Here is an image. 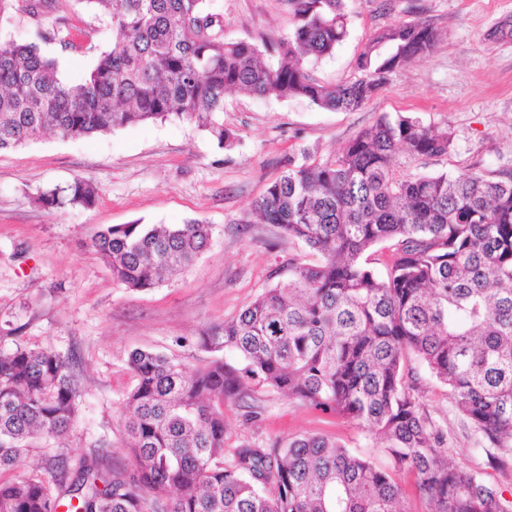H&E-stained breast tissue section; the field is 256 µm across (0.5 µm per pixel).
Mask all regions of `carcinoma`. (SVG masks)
Listing matches in <instances>:
<instances>
[{
    "label": "carcinoma",
    "instance_id": "carcinoma-1",
    "mask_svg": "<svg viewBox=\"0 0 512 512\" xmlns=\"http://www.w3.org/2000/svg\"><path fill=\"white\" fill-rule=\"evenodd\" d=\"M87 2L110 17L113 39L79 83L37 43L0 39V152L47 131L77 140L168 118L229 147L219 120L227 91L355 110L437 39L425 23L386 27L360 55L362 76L329 85L306 63L347 37L345 0H288V36L261 47L225 41L209 0ZM453 147L446 127L385 114L332 161L288 159L253 210L320 262L291 263L286 280L202 330L199 347L215 354L203 367L130 354L128 467L107 464L101 446L76 458L59 448L26 471L32 452L72 431L81 385L70 355L0 351V474L13 473L0 479V512H407L403 473L416 477L428 512H512L501 488L450 461L448 430L426 410L412 366L447 387L491 467L512 469V171L420 174L396 163L401 150L432 158ZM97 198L80 178L40 201L61 209ZM211 237L196 221L121 224L92 247L114 279L149 289L190 266ZM260 392L367 428L388 466L317 435L224 447V403L253 401L257 421Z\"/></svg>",
    "mask_w": 512,
    "mask_h": 512
}]
</instances>
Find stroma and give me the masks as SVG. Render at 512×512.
I'll return each mask as SVG.
<instances>
[{
	"label": "stroma",
	"mask_w": 512,
	"mask_h": 512,
	"mask_svg": "<svg viewBox=\"0 0 512 512\" xmlns=\"http://www.w3.org/2000/svg\"><path fill=\"white\" fill-rule=\"evenodd\" d=\"M73 44H43L78 80L96 56L112 47V23L85 0H58ZM224 16V38L260 44L288 33L287 0H213ZM348 35L334 54L310 64L313 78L338 85L359 75L357 62L382 28L430 25L438 40L424 60L395 71L354 111L328 110L301 99L226 94L221 118L236 141L219 147L187 120L150 121L72 140L48 132L0 153V351L51 347L72 355L81 381L80 414L61 446L77 457L109 443V461L123 466L122 412L134 380L129 354L150 349L188 368L209 363L195 341L202 329L235 317L261 290L288 275L294 261L320 256L280 239L272 225L254 222L253 203L308 150L334 159L359 131L385 114L410 113L449 127V155L397 162L412 172L454 176L512 168V0H347ZM98 188L94 206L48 209L38 202L49 189L74 179ZM212 228L210 247L193 266L166 282L132 290L114 280L91 247L117 224H182ZM431 415L448 427L450 457L491 481L512 486L511 472L489 468L470 433L452 412L446 387L422 377ZM260 422L245 408L224 406V445L254 439L285 440L320 434L386 465L377 437L339 416L312 410L272 393L263 397Z\"/></svg>",
	"instance_id": "1"
}]
</instances>
